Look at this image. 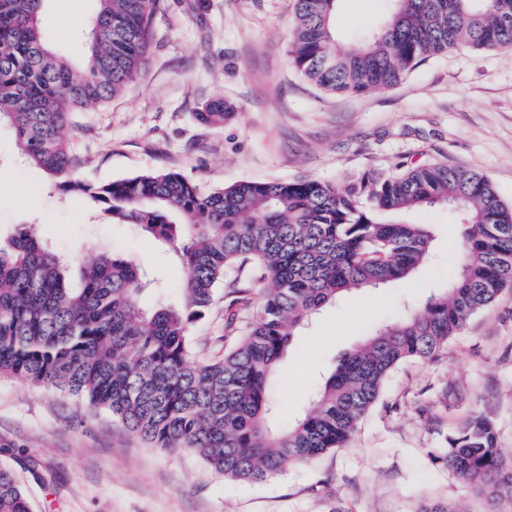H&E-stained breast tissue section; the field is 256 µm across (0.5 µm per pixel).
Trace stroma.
I'll return each mask as SVG.
<instances>
[{
    "mask_svg": "<svg viewBox=\"0 0 512 512\" xmlns=\"http://www.w3.org/2000/svg\"><path fill=\"white\" fill-rule=\"evenodd\" d=\"M389 0H338L344 39L375 28ZM96 0H46L41 28L73 56ZM294 0H162L141 76L108 102L75 113L65 130L77 174L99 186L147 171H175L210 192L240 181L314 177L342 182L396 164L439 162L486 175L512 205V47H459L417 67L399 85L334 94L291 63ZM221 97L235 113L202 123ZM431 225V266L409 286L364 288L325 307L295 336L271 386L274 428L294 423L340 358L379 326L422 308L457 272L463 228L438 205L411 213ZM72 261L114 252L155 279L145 309L183 302L188 271L164 246L103 207L62 194L23 164L12 128L0 126V240L20 224ZM250 268H228L192 330L193 355L222 357L229 291L258 300ZM488 418L512 459V288L472 315L431 359L403 362L342 448L291 464L263 483L224 478L194 452L157 448L109 413L57 390L0 376V467L26 489L32 512H480L470 488L431 456L472 413Z\"/></svg>",
    "mask_w": 512,
    "mask_h": 512,
    "instance_id": "stroma-1",
    "label": "stroma"
}]
</instances>
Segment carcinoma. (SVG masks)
<instances>
[{
  "mask_svg": "<svg viewBox=\"0 0 512 512\" xmlns=\"http://www.w3.org/2000/svg\"><path fill=\"white\" fill-rule=\"evenodd\" d=\"M43 2L0 0V122L14 130L23 162L59 191L88 196L115 223L154 236L188 277L181 307L146 310L147 274L135 262L92 253L77 268L33 225H18L0 247V375L67 392L160 448L191 450L228 479L260 483L343 447L394 368L434 357L512 286V207L475 170L421 163L386 176L366 170L343 184L242 181L208 193L173 171L85 184L63 128L140 76L159 0H96L78 66L47 43ZM336 2L295 0L292 63L326 91L394 86L462 45L512 47V0H390L355 49L336 36ZM233 112L217 98L199 116L221 125ZM438 204L455 208L463 226L458 273L446 291L346 353L315 407L272 430L271 379L298 330L352 288L395 283L427 267L432 232L407 216ZM234 265L260 271L253 320L222 358L194 359L191 326ZM432 461L486 503L512 506V462L500 455L486 418L465 420ZM0 512H31L26 490L4 467Z\"/></svg>",
  "mask_w": 512,
  "mask_h": 512,
  "instance_id": "1",
  "label": "carcinoma"
}]
</instances>
